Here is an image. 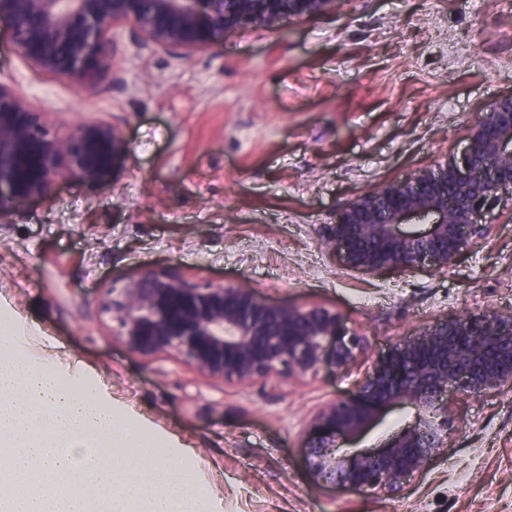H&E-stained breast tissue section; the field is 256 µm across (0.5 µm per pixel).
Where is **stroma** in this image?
Listing matches in <instances>:
<instances>
[{
    "mask_svg": "<svg viewBox=\"0 0 512 512\" xmlns=\"http://www.w3.org/2000/svg\"><path fill=\"white\" fill-rule=\"evenodd\" d=\"M93 87L33 72L0 22V77L57 133L114 119L130 153L114 177L60 178L50 200L0 218V303L36 348L82 366L148 430L186 446L220 512H512V387L448 396V447L404 495L317 483L304 428L397 338L433 320L512 308V206L446 269L364 274L324 243L355 193L465 147L466 120L512 93V0H345L339 13L251 26L190 58L129 31ZM169 269L250 288L273 305L340 311L365 338L356 365L256 383L210 381L119 339L109 289Z\"/></svg>",
    "mask_w": 512,
    "mask_h": 512,
    "instance_id": "35a3bbf8",
    "label": "stroma"
}]
</instances>
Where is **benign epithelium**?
<instances>
[{
    "label": "benign epithelium",
    "mask_w": 512,
    "mask_h": 512,
    "mask_svg": "<svg viewBox=\"0 0 512 512\" xmlns=\"http://www.w3.org/2000/svg\"><path fill=\"white\" fill-rule=\"evenodd\" d=\"M344 0H0L17 54L32 70L92 85L109 67L114 30L140 44L189 58L249 26L336 12ZM130 152L123 125L87 120L60 135L49 113L12 80L0 79V217L48 197L72 174L103 184ZM512 198V94L494 99L466 125V147L435 165L355 194L336 212L324 240L345 267L377 273L450 267L489 238L478 222ZM416 219L427 225L408 230ZM106 310L132 351L174 356L208 380L235 385L300 380L347 370L364 337L323 305L277 306L250 288L198 284L150 270L112 288ZM512 386V309L479 307L438 318L398 338L357 381L353 394L320 407L304 432L315 480L358 492L400 496L425 464L448 447L452 388L462 395ZM410 406L414 422L370 451H351L388 412Z\"/></svg>",
    "instance_id": "benign-epithelium-1"
}]
</instances>
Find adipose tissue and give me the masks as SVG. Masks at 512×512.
I'll return each mask as SVG.
<instances>
[{
	"label": "adipose tissue",
	"instance_id": "obj_1",
	"mask_svg": "<svg viewBox=\"0 0 512 512\" xmlns=\"http://www.w3.org/2000/svg\"><path fill=\"white\" fill-rule=\"evenodd\" d=\"M27 333L0 341L12 355L0 368V512H217L175 466L185 449L132 425L109 392L73 391L56 362L20 357ZM94 435L110 448L87 468L79 450ZM86 481L99 495L63 494Z\"/></svg>",
	"mask_w": 512,
	"mask_h": 512
}]
</instances>
